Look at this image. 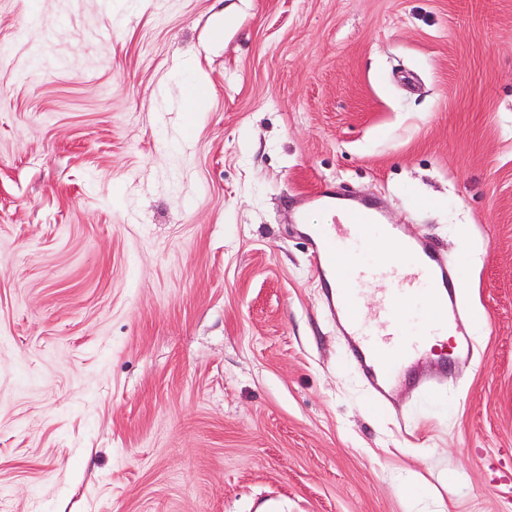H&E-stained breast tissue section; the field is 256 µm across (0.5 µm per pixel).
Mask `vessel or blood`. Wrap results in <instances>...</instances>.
I'll return each mask as SVG.
<instances>
[{
	"mask_svg": "<svg viewBox=\"0 0 512 512\" xmlns=\"http://www.w3.org/2000/svg\"><path fill=\"white\" fill-rule=\"evenodd\" d=\"M314 199L337 214L327 231L311 238L313 263L325 285V305L349 361L369 387L375 404L383 409L392 407L395 391L404 385L422 393L431 391L435 378L421 367L428 354L424 338L406 335L399 326L384 336L367 325L359 290L365 281L380 274L376 268L354 261L350 254L378 241L390 244L404 261L383 274L391 287L380 303L381 311L398 312L408 299L423 293L427 302L444 314L443 323L429 324V335L454 336L457 356L466 357L471 343L459 322L463 306L456 290L455 264L429 239L387 223L373 205L356 200L343 205L326 190L315 193Z\"/></svg>",
	"mask_w": 512,
	"mask_h": 512,
	"instance_id": "obj_1",
	"label": "vessel or blood"
}]
</instances>
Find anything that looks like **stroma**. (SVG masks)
I'll use <instances>...</instances> for the list:
<instances>
[{"mask_svg":"<svg viewBox=\"0 0 512 512\" xmlns=\"http://www.w3.org/2000/svg\"><path fill=\"white\" fill-rule=\"evenodd\" d=\"M329 186L471 255L475 362L393 410L322 304ZM408 476L512 512V0H0V512H406Z\"/></svg>","mask_w":512,"mask_h":512,"instance_id":"stroma-1","label":"stroma"}]
</instances>
